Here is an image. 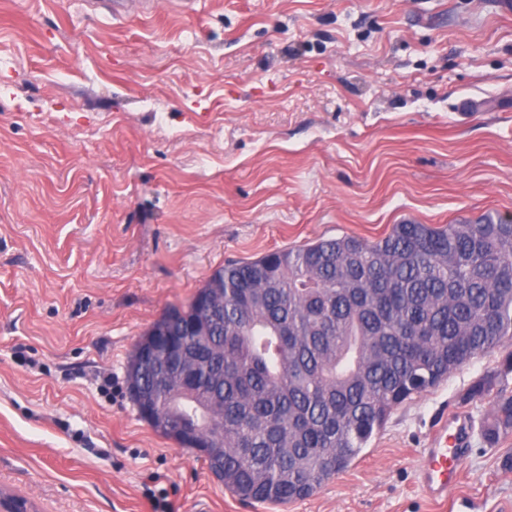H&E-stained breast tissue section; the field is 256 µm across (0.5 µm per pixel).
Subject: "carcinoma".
I'll return each mask as SVG.
<instances>
[{"mask_svg":"<svg viewBox=\"0 0 512 512\" xmlns=\"http://www.w3.org/2000/svg\"><path fill=\"white\" fill-rule=\"evenodd\" d=\"M218 292L224 317L213 324L204 305ZM153 330L188 347L209 337L208 366L186 390L157 388L155 407L201 419L224 488L247 503L307 498L394 408L512 341V220L404 222L377 242L343 236L231 261ZM142 355H131L130 377L149 384ZM511 373L510 351L464 396L489 399L491 447L512 430Z\"/></svg>","mask_w":512,"mask_h":512,"instance_id":"1","label":"carcinoma"}]
</instances>
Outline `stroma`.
<instances>
[{
  "label": "stroma",
  "instance_id": "obj_1",
  "mask_svg": "<svg viewBox=\"0 0 512 512\" xmlns=\"http://www.w3.org/2000/svg\"><path fill=\"white\" fill-rule=\"evenodd\" d=\"M512 217V0H0V492L34 512H448L416 485L475 428L457 497L512 512L471 361L313 496L225 490L126 369L230 260L406 221ZM471 420L463 414L448 418L434 436L432 448H424L418 467V479L432 500L448 503L460 482L461 464L469 450Z\"/></svg>",
  "mask_w": 512,
  "mask_h": 512
}]
</instances>
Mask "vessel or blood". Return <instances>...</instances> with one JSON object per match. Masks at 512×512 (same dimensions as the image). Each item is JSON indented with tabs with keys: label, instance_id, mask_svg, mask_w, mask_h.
I'll return each mask as SVG.
<instances>
[{
	"label": "vessel or blood",
	"instance_id": "obj_1",
	"mask_svg": "<svg viewBox=\"0 0 512 512\" xmlns=\"http://www.w3.org/2000/svg\"><path fill=\"white\" fill-rule=\"evenodd\" d=\"M471 431L472 423L466 415L451 416L435 434L433 446L423 450L418 479L432 500L444 503L450 500L460 481V468L468 452Z\"/></svg>",
	"mask_w": 512,
	"mask_h": 512
}]
</instances>
